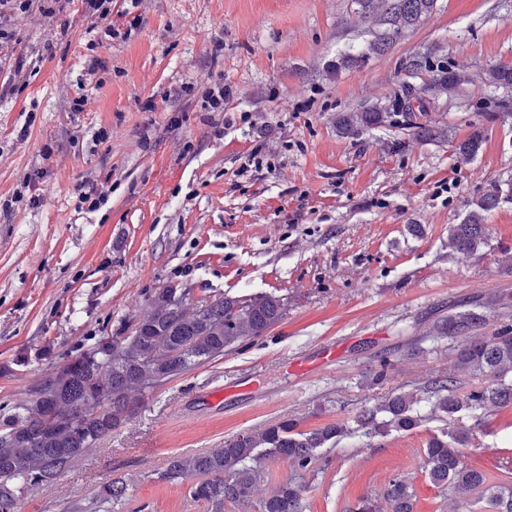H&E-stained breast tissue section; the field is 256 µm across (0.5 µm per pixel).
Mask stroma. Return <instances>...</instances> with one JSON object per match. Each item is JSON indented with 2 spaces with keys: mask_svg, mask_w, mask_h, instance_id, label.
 Masks as SVG:
<instances>
[{
  "mask_svg": "<svg viewBox=\"0 0 512 512\" xmlns=\"http://www.w3.org/2000/svg\"><path fill=\"white\" fill-rule=\"evenodd\" d=\"M130 14L138 26L124 40L94 28L83 0L13 25L24 77L0 99V408L26 399L34 379L16 358L51 350L40 362L50 370L167 285L195 301L273 293L287 306L263 336L146 396L18 512H69L120 475L133 486L112 512H209L186 485L160 480L172 454L282 420L307 430L354 416L456 374L452 342L433 333L448 314L493 295L512 318L502 264L512 257V85L490 79L512 66V0H437L379 54L370 46L383 17L357 0H141ZM346 55L355 63L337 67ZM417 56L425 67L408 71ZM446 70L462 77L450 93L432 87ZM216 83L230 93L225 110L203 111L196 92ZM407 85L417 94L404 110ZM364 111L383 122L342 134L338 117ZM247 112L261 113V127L243 122ZM417 124L431 137L417 138ZM472 134L478 153L459 156ZM262 140L279 152L274 167L239 176ZM31 174L32 197L17 196ZM95 177L112 191L91 209L77 187ZM493 189L501 202L486 216V245L449 258V227ZM327 343L336 359L323 364ZM441 427L323 449L302 475V512H356L393 478L412 486L414 512H466L424 468ZM505 453L512 408L487 407L465 460L500 478Z\"/></svg>",
  "mask_w": 512,
  "mask_h": 512,
  "instance_id": "obj_1",
  "label": "stroma"
}]
</instances>
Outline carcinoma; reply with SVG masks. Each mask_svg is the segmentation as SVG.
Listing matches in <instances>:
<instances>
[{
  "label": "carcinoma",
  "mask_w": 512,
  "mask_h": 512,
  "mask_svg": "<svg viewBox=\"0 0 512 512\" xmlns=\"http://www.w3.org/2000/svg\"><path fill=\"white\" fill-rule=\"evenodd\" d=\"M388 28L372 45L382 53L406 28L434 9L436 0H380ZM380 112H351L337 119L345 135L382 123ZM500 203L498 189L486 193L459 224L448 230V257H466L485 243L486 214ZM285 304L272 293L224 295L189 302L182 288H161L128 324L69 360L60 376L49 372L32 384L29 397L0 412V512H18V503L30 490L48 485L112 431L128 423L140 394L161 387L169 373L182 375L224 357L242 341L264 335L284 315ZM493 301L484 311L464 310L448 316L436 335L460 338L457 366L473 383L455 377L428 379L411 392L394 394L362 408L355 426L342 419L310 431L292 420L280 421L259 432H243L224 447L169 458L159 479L189 485L192 500L222 512L224 503L250 502L261 481L265 455L286 461L295 472L309 471L319 461L317 450L357 428L369 437L409 432L427 419L444 423L425 448L430 482L444 494L467 501L471 512H512L509 482H490L482 471L469 468L461 449L482 426L488 405L512 406V327L502 325L490 336L477 330L489 325ZM471 420L463 426L459 415ZM129 484L119 477L102 486L97 506L74 504V512H110L126 500ZM306 487L288 481L260 501V512H301ZM391 512H412L410 486L391 479L379 493Z\"/></svg>",
  "instance_id": "obj_1"
}]
</instances>
